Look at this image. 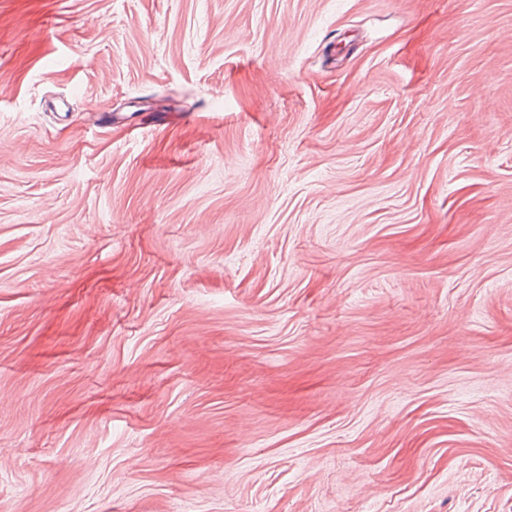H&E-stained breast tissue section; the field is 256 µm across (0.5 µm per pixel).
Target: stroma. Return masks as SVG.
<instances>
[{
	"instance_id": "1",
	"label": "stroma",
	"mask_w": 512,
	"mask_h": 512,
	"mask_svg": "<svg viewBox=\"0 0 512 512\" xmlns=\"http://www.w3.org/2000/svg\"><path fill=\"white\" fill-rule=\"evenodd\" d=\"M0 512H512V0H0Z\"/></svg>"
}]
</instances>
